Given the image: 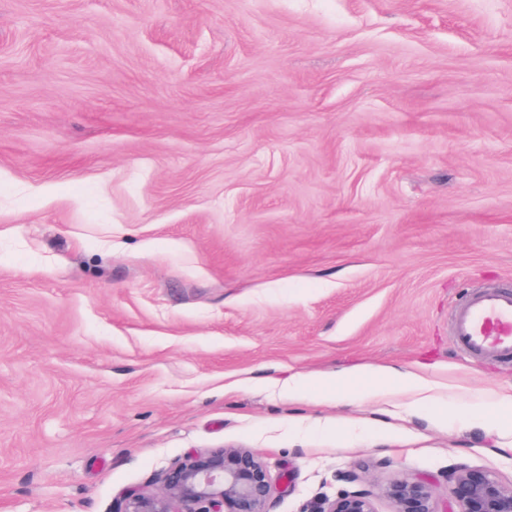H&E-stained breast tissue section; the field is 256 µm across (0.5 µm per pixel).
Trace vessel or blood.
I'll return each mask as SVG.
<instances>
[{
    "label": "vessel or blood",
    "mask_w": 512,
    "mask_h": 512,
    "mask_svg": "<svg viewBox=\"0 0 512 512\" xmlns=\"http://www.w3.org/2000/svg\"><path fill=\"white\" fill-rule=\"evenodd\" d=\"M450 331L454 343L476 357L512 361V285L471 294L455 308Z\"/></svg>",
    "instance_id": "1"
}]
</instances>
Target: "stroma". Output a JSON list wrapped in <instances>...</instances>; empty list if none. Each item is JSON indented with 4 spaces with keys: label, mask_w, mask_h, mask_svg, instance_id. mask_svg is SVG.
Returning <instances> with one entry per match:
<instances>
[{
    "label": "stroma",
    "mask_w": 512,
    "mask_h": 512,
    "mask_svg": "<svg viewBox=\"0 0 512 512\" xmlns=\"http://www.w3.org/2000/svg\"><path fill=\"white\" fill-rule=\"evenodd\" d=\"M511 283L512 0H0V512H118L204 448L258 452L268 512L511 486L512 362L449 332ZM357 366L447 418L272 386ZM350 381H368L364 395L373 400L413 398L418 403L427 402V382L415 367L401 370L391 376L388 369H357L348 373ZM386 495L396 504V512H439L430 488L422 480H396L386 488ZM325 504L322 510L311 512H376L369 495L358 491L341 493Z\"/></svg>",
    "instance_id": "35a3bbf8"
}]
</instances>
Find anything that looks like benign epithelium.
<instances>
[{
	"instance_id": "1",
	"label": "benign epithelium",
	"mask_w": 512,
	"mask_h": 512,
	"mask_svg": "<svg viewBox=\"0 0 512 512\" xmlns=\"http://www.w3.org/2000/svg\"><path fill=\"white\" fill-rule=\"evenodd\" d=\"M160 491L125 492L119 512H267L272 493L263 457L248 448L188 452L158 475ZM396 512H437L428 485L403 478L386 488ZM455 512H512V487L490 471L460 468L450 475ZM320 512H375L369 495L345 492Z\"/></svg>"
}]
</instances>
